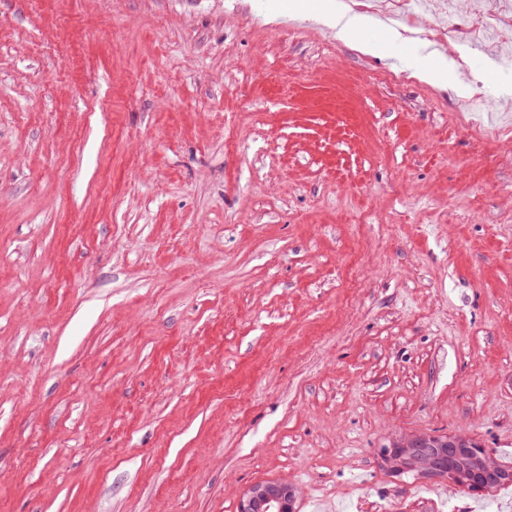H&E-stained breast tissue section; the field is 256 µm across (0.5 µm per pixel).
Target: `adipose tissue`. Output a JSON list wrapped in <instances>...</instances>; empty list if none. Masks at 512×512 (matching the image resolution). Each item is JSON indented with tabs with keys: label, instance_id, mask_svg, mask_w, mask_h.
<instances>
[{
	"label": "adipose tissue",
	"instance_id": "adipose-tissue-1",
	"mask_svg": "<svg viewBox=\"0 0 512 512\" xmlns=\"http://www.w3.org/2000/svg\"><path fill=\"white\" fill-rule=\"evenodd\" d=\"M314 20L331 28L342 42L354 45L360 51L371 55L388 54L394 43L402 38L401 33L395 29L385 30L383 35L376 39L367 38V31L378 28L379 20L371 15L356 13L347 8L336 12L317 14Z\"/></svg>",
	"mask_w": 512,
	"mask_h": 512
}]
</instances>
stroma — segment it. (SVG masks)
Instances as JSON below:
<instances>
[{"instance_id": "stroma-1", "label": "stroma", "mask_w": 512, "mask_h": 512, "mask_svg": "<svg viewBox=\"0 0 512 512\" xmlns=\"http://www.w3.org/2000/svg\"><path fill=\"white\" fill-rule=\"evenodd\" d=\"M395 7L468 90L276 0H0V512H512L383 458L512 466V0ZM429 55H433L432 61L420 68L419 77L429 83L448 87V82L457 78L458 66L442 53L432 52ZM383 455L394 472L416 471L421 476L448 478L476 491L512 481L510 471L502 470L484 448L464 436L415 435L385 448ZM448 457L454 466L447 469L443 462ZM296 489L283 482L264 481L243 494L238 512H296Z\"/></svg>"}]
</instances>
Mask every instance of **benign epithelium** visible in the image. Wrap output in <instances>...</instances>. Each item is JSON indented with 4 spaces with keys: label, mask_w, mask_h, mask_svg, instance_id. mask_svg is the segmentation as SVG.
<instances>
[{
    "label": "benign epithelium",
    "mask_w": 512,
    "mask_h": 512,
    "mask_svg": "<svg viewBox=\"0 0 512 512\" xmlns=\"http://www.w3.org/2000/svg\"><path fill=\"white\" fill-rule=\"evenodd\" d=\"M392 470L415 471L421 476L442 477L481 491L493 484L512 481V473L474 440L464 436L415 435L384 450ZM296 489L283 482L264 481L243 494L238 512H296Z\"/></svg>",
    "instance_id": "7a95c632"
}]
</instances>
